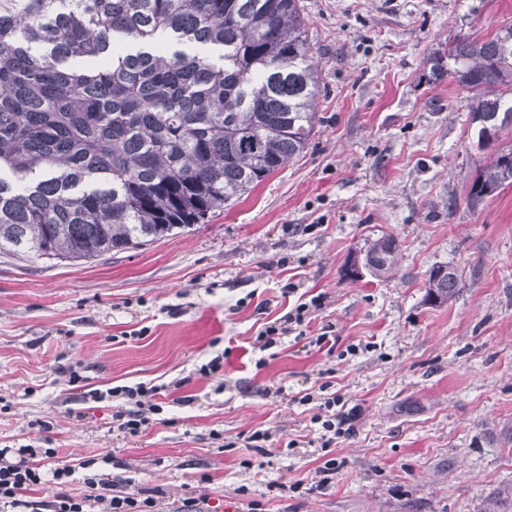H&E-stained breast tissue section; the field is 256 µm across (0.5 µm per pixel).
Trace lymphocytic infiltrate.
<instances>
[{
    "instance_id": "1",
    "label": "lymphocytic infiltrate",
    "mask_w": 512,
    "mask_h": 512,
    "mask_svg": "<svg viewBox=\"0 0 512 512\" xmlns=\"http://www.w3.org/2000/svg\"><path fill=\"white\" fill-rule=\"evenodd\" d=\"M323 304L324 296L319 293L292 305L282 316L263 324L253 347L266 351L287 336L301 341L307 352L329 347L332 324H322L316 331L311 328ZM331 387V382L325 381L295 396L300 405H315L311 421L317 425L325 448L349 433L347 418L340 411L344 399ZM161 392V387L143 382L109 389L105 395L123 402L112 413L113 428L131 436L146 431L153 416L162 410L158 400ZM77 480L82 482L83 492L70 493L69 485ZM48 482L56 487L52 498L37 497L38 488ZM197 505L196 499L186 498L176 507H165L162 500L137 487L131 479L94 471L88 460L60 459L52 448H0V512H198Z\"/></svg>"
}]
</instances>
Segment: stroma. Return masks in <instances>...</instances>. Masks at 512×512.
Returning a JSON list of instances; mask_svg holds the SVG:
<instances>
[{
    "instance_id": "35a3bbf8",
    "label": "stroma",
    "mask_w": 512,
    "mask_h": 512,
    "mask_svg": "<svg viewBox=\"0 0 512 512\" xmlns=\"http://www.w3.org/2000/svg\"><path fill=\"white\" fill-rule=\"evenodd\" d=\"M301 4L320 121L298 158L207 223L136 250L88 263L0 253V448L91 459L204 512H482L490 498L507 510L512 186L468 206L491 152L471 136L467 93L432 80L426 59L512 24V0ZM380 233L400 244L393 277L343 278ZM441 264L461 288L433 303ZM291 281L324 294L335 352L290 337L252 351ZM359 342L372 350L346 354ZM220 353L222 368L200 375ZM322 373L357 410L326 487L313 411L292 401ZM139 382L168 385L170 400L134 437L88 394ZM258 430L271 436L261 452L245 443Z\"/></svg>"
}]
</instances>
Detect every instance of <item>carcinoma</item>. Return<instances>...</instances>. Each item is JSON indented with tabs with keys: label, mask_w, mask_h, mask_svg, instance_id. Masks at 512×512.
<instances>
[{
	"label": "carcinoma",
	"mask_w": 512,
	"mask_h": 512,
	"mask_svg": "<svg viewBox=\"0 0 512 512\" xmlns=\"http://www.w3.org/2000/svg\"><path fill=\"white\" fill-rule=\"evenodd\" d=\"M444 74L479 146L512 129V25L436 53ZM318 95L300 0H0V253L87 262L203 224L303 153ZM504 185L512 150L467 202ZM398 251L366 240L364 274L389 276ZM441 268L440 303L461 284Z\"/></svg>",
	"instance_id": "cac0c4a2"
}]
</instances>
